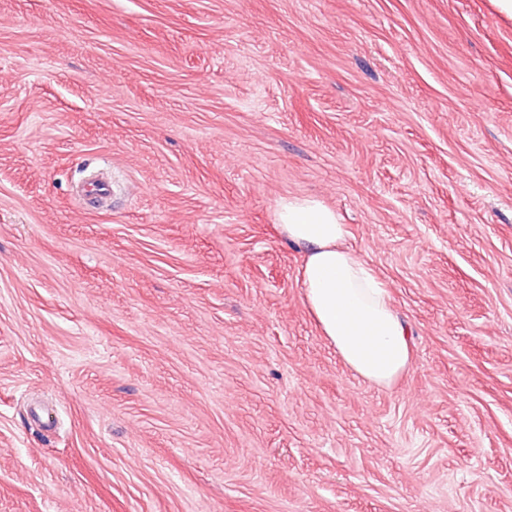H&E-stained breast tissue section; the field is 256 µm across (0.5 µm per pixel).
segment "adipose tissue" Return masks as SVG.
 <instances>
[{
    "label": "adipose tissue",
    "mask_w": 512,
    "mask_h": 512,
    "mask_svg": "<svg viewBox=\"0 0 512 512\" xmlns=\"http://www.w3.org/2000/svg\"><path fill=\"white\" fill-rule=\"evenodd\" d=\"M277 221L302 255L298 270L304 302L344 364L370 384L391 385L408 367L412 341L383 283L356 252L336 211L316 198L281 200Z\"/></svg>",
    "instance_id": "obj_1"
}]
</instances>
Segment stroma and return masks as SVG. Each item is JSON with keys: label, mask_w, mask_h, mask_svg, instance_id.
Instances as JSON below:
<instances>
[{"label": "stroma", "mask_w": 512, "mask_h": 512, "mask_svg": "<svg viewBox=\"0 0 512 512\" xmlns=\"http://www.w3.org/2000/svg\"><path fill=\"white\" fill-rule=\"evenodd\" d=\"M293 196L409 325L391 387L313 322ZM0 512H512V17L0 0Z\"/></svg>", "instance_id": "stroma-1"}]
</instances>
